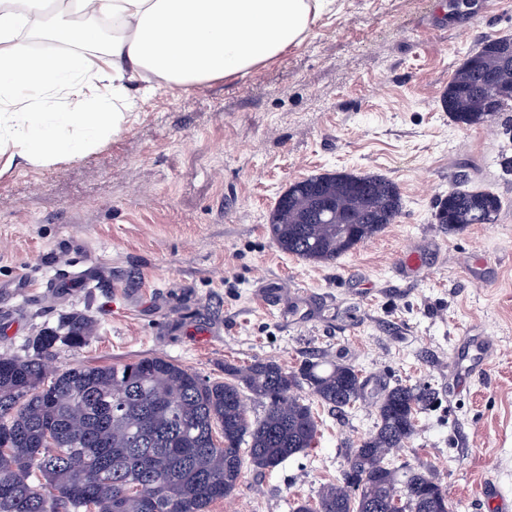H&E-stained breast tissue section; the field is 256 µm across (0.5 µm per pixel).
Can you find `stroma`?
<instances>
[{
    "label": "stroma",
    "mask_w": 512,
    "mask_h": 512,
    "mask_svg": "<svg viewBox=\"0 0 512 512\" xmlns=\"http://www.w3.org/2000/svg\"><path fill=\"white\" fill-rule=\"evenodd\" d=\"M512 36V0H338L299 45L192 91L140 96L128 129L87 155L0 173V352L82 312L96 322L59 366L164 356L210 380L228 363H349L364 398L307 396L317 443L270 471L245 468L208 512H292L374 433L376 396L425 385L433 402L393 466L430 465L453 512H512V112L462 127L440 106L486 36ZM395 181L396 222L334 262L281 252L268 218L322 173ZM499 195L491 224L433 221L458 182ZM404 250L423 254L408 273ZM489 349L463 375L459 346Z\"/></svg>",
    "instance_id": "35a3bbf8"
}]
</instances>
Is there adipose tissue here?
<instances>
[{"label": "adipose tissue", "mask_w": 512, "mask_h": 512, "mask_svg": "<svg viewBox=\"0 0 512 512\" xmlns=\"http://www.w3.org/2000/svg\"><path fill=\"white\" fill-rule=\"evenodd\" d=\"M335 10L336 0H0V154L32 166L81 157L123 130L147 82L196 90L247 73ZM40 19L56 52L35 53L25 35Z\"/></svg>", "instance_id": "ef3b65f1"}]
</instances>
